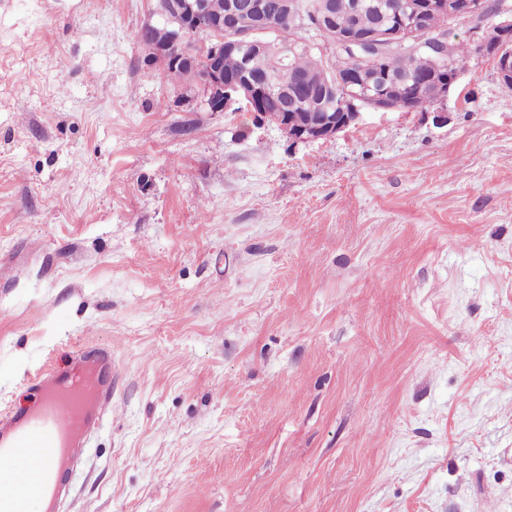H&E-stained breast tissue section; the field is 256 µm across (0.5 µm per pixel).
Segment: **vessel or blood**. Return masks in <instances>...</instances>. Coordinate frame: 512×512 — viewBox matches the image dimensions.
Listing matches in <instances>:
<instances>
[{"label":"vessel or blood","instance_id":"vessel-or-blood-1","mask_svg":"<svg viewBox=\"0 0 512 512\" xmlns=\"http://www.w3.org/2000/svg\"><path fill=\"white\" fill-rule=\"evenodd\" d=\"M93 357L99 376L91 396L54 368L44 379L45 397L38 409L0 419V459L24 453L31 460L25 477L0 474V512H24L32 489L38 491L44 512H58L61 494L74 477L73 460L114 403L120 380L111 351L98 350Z\"/></svg>","mask_w":512,"mask_h":512}]
</instances>
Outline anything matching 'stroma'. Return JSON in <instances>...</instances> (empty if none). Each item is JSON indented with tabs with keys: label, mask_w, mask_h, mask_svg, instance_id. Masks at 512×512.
<instances>
[{
	"label": "stroma",
	"mask_w": 512,
	"mask_h": 512,
	"mask_svg": "<svg viewBox=\"0 0 512 512\" xmlns=\"http://www.w3.org/2000/svg\"><path fill=\"white\" fill-rule=\"evenodd\" d=\"M153 7L0 0V412L123 372L60 512H512L493 61L294 145L147 64Z\"/></svg>",
	"instance_id": "stroma-1"
}]
</instances>
